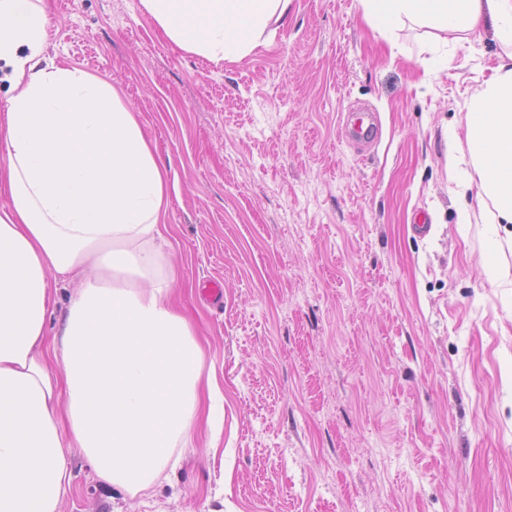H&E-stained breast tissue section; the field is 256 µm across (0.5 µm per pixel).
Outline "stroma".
Here are the masks:
<instances>
[{
	"mask_svg": "<svg viewBox=\"0 0 512 512\" xmlns=\"http://www.w3.org/2000/svg\"><path fill=\"white\" fill-rule=\"evenodd\" d=\"M44 4L42 65L111 82L154 146L167 261L224 394L221 440L197 428L137 496L73 449L60 512H512V248L459 223L448 178L492 29L387 38L358 0H292L266 47L217 64L140 0ZM351 105L380 117L369 149L343 135Z\"/></svg>",
	"mask_w": 512,
	"mask_h": 512,
	"instance_id": "1",
	"label": "stroma"
}]
</instances>
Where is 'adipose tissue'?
Returning a JSON list of instances; mask_svg holds the SVG:
<instances>
[{"instance_id": "adipose-tissue-1", "label": "adipose tissue", "mask_w": 512, "mask_h": 512, "mask_svg": "<svg viewBox=\"0 0 512 512\" xmlns=\"http://www.w3.org/2000/svg\"><path fill=\"white\" fill-rule=\"evenodd\" d=\"M292 0H141L176 45L211 61L267 45ZM389 35L412 23L436 39L501 46L466 102L474 198L496 241L512 243V0H358ZM40 0H0V62L15 93L0 113V512H58L82 449L97 479L149 490L186 447L214 375L158 243L167 230L165 174L134 112L107 81L44 67ZM79 281L56 328L50 275ZM59 364L55 376L51 364Z\"/></svg>"}]
</instances>
